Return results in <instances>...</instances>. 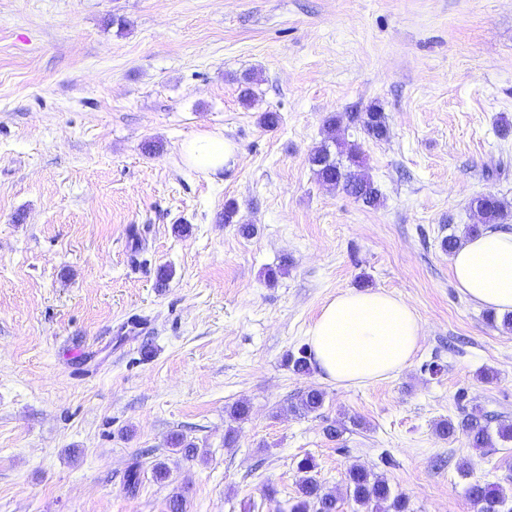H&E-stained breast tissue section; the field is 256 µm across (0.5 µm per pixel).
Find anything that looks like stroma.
<instances>
[{
    "label": "stroma",
    "instance_id": "35a3bbf8",
    "mask_svg": "<svg viewBox=\"0 0 512 512\" xmlns=\"http://www.w3.org/2000/svg\"><path fill=\"white\" fill-rule=\"evenodd\" d=\"M371 106L387 139L352 119ZM332 113L378 206L312 170ZM200 134L235 147L218 173L184 157ZM487 195L512 225V0H0V512H168L176 489L186 512H286L306 457L338 512H366L353 465L411 512H476L468 485L512 476V443L435 426L512 421V331L440 243ZM362 287L419 315L411 365L357 387L293 373L326 300ZM311 387L322 408L291 412ZM505 422L501 420L497 427L492 429L491 419L487 416L464 414L457 421L450 418L441 420L437 423L436 430L439 435L448 438L462 433L474 448H496L497 441L512 442V423Z\"/></svg>",
    "mask_w": 512,
    "mask_h": 512
}]
</instances>
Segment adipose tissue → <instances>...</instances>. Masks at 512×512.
<instances>
[{
  "label": "adipose tissue",
  "mask_w": 512,
  "mask_h": 512,
  "mask_svg": "<svg viewBox=\"0 0 512 512\" xmlns=\"http://www.w3.org/2000/svg\"><path fill=\"white\" fill-rule=\"evenodd\" d=\"M188 162L215 171L229 162L232 144L200 135L184 146ZM450 273L469 301L498 313H512V229L483 231L450 258ZM423 334L415 310L384 290H346L328 300L307 332L312 361L328 381L356 386L408 367Z\"/></svg>",
  "instance_id": "obj_1"
}]
</instances>
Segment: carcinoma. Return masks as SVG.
<instances>
[{
    "label": "carcinoma",
    "instance_id": "1",
    "mask_svg": "<svg viewBox=\"0 0 512 512\" xmlns=\"http://www.w3.org/2000/svg\"><path fill=\"white\" fill-rule=\"evenodd\" d=\"M364 134L375 140H382L389 134L385 116L376 107L356 116ZM338 118L330 115L325 119L324 128L327 142L316 148L309 157L317 178L325 185L339 187L344 192L362 201L367 206H376L380 202V192L369 176L360 171L363 165L360 146L357 143L346 144L336 139L334 132ZM336 152H331L330 145ZM475 208L481 216V223L472 224L468 235L476 236L481 227L501 224L506 219L503 203L495 196H481L474 200ZM288 363L296 373H307L311 367V355L302 348L298 355L288 357ZM324 402V393L317 388L302 392L292 409L298 413L309 414L318 411ZM491 419L464 414L458 420L445 419L437 423L436 430L443 437L452 438L458 433L464 434L474 448H494L496 443L512 442V423L500 421L496 428L490 427ZM168 447L186 459L198 456L199 449L179 433L168 439ZM315 465L307 457L297 464L301 473L298 482L297 500L289 506L288 512H336V497L323 490L320 481L312 475ZM143 468L138 461L133 462L126 471V490L133 493L139 489ZM347 489L353 499L371 512H409V501L401 494H395L382 475L373 474L361 466H352L347 471ZM468 496L478 512H512V496L500 484H485L478 481L469 484Z\"/></svg>",
    "mask_w": 512,
    "mask_h": 512
}]
</instances>
